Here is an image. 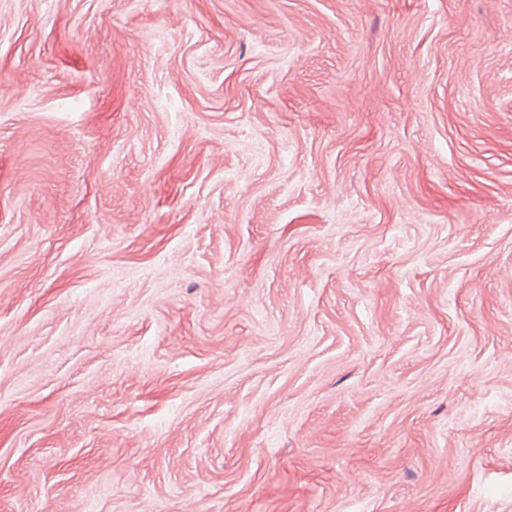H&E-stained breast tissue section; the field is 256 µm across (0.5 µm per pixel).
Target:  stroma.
<instances>
[{
    "label": "stroma",
    "instance_id": "35a3bbf8",
    "mask_svg": "<svg viewBox=\"0 0 512 512\" xmlns=\"http://www.w3.org/2000/svg\"><path fill=\"white\" fill-rule=\"evenodd\" d=\"M0 512H512V0H0Z\"/></svg>",
    "mask_w": 512,
    "mask_h": 512
}]
</instances>
